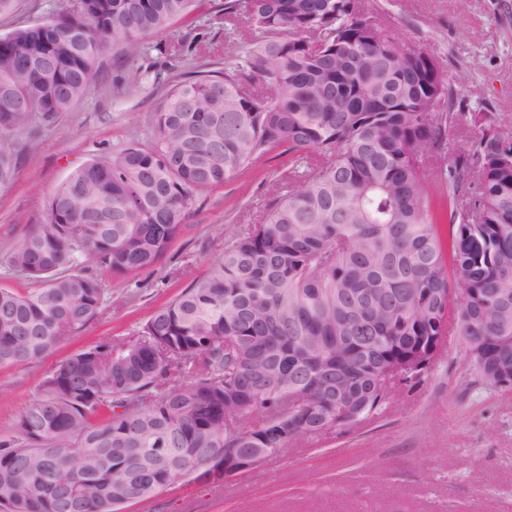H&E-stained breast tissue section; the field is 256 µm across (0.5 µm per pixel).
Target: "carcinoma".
<instances>
[{"instance_id":"cac0c4a2","label":"carcinoma","mask_w":512,"mask_h":512,"mask_svg":"<svg viewBox=\"0 0 512 512\" xmlns=\"http://www.w3.org/2000/svg\"><path fill=\"white\" fill-rule=\"evenodd\" d=\"M194 0H64L0 34V189L15 138L88 94L107 49ZM242 54L173 86L146 144L74 168L0 288V366L40 360L105 307L100 271L159 264L197 196L276 148L288 190L127 336L49 371L0 439V512H118L188 480L226 448H270L355 426L391 396L380 373H426L459 338L466 373L512 377V124L461 112L457 83L362 0H224ZM206 28L170 52L205 51ZM250 79L264 87L253 94ZM479 134L434 164L449 131Z\"/></svg>"}]
</instances>
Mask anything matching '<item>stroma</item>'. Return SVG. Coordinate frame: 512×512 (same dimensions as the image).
I'll return each mask as SVG.
<instances>
[{
	"mask_svg": "<svg viewBox=\"0 0 512 512\" xmlns=\"http://www.w3.org/2000/svg\"><path fill=\"white\" fill-rule=\"evenodd\" d=\"M224 0H195L192 12L145 38V53L104 67L84 100L52 125L17 137L18 167L0 191V287L29 289L9 252L40 223L47 196L104 150L151 136V118L170 89L240 55L242 34L217 29L211 53L168 62L164 49L207 23ZM405 44L426 46L458 79L466 112L512 123V0H365ZM155 66L160 76L114 95L116 76ZM290 158L277 149L246 173L201 194L162 263L105 277L112 303L65 345L36 362L0 367V436L60 360L144 324L224 253L227 236L258 222L285 191ZM123 512H512V393L466 386L463 352L447 339L415 386L349 431L293 441L276 458L228 481L189 485Z\"/></svg>",
	"mask_w": 512,
	"mask_h": 512,
	"instance_id": "obj_1",
	"label": "stroma"
}]
</instances>
